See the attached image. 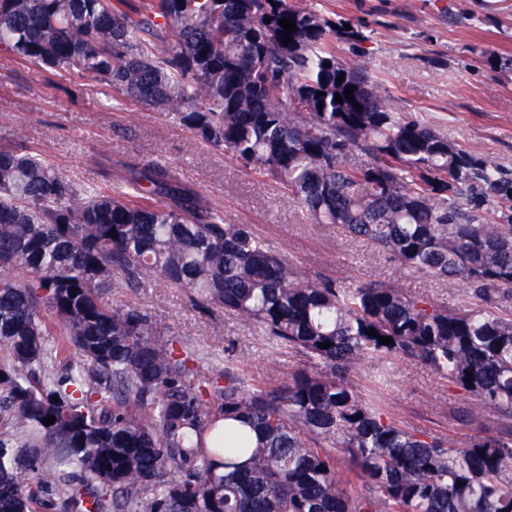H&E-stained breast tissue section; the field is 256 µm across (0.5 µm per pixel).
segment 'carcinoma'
<instances>
[{
  "instance_id": "obj_1",
  "label": "carcinoma",
  "mask_w": 512,
  "mask_h": 512,
  "mask_svg": "<svg viewBox=\"0 0 512 512\" xmlns=\"http://www.w3.org/2000/svg\"><path fill=\"white\" fill-rule=\"evenodd\" d=\"M369 39L297 0H0L5 60L173 114L316 223L479 301L311 277L166 166L129 167L130 195L67 176L17 132L0 145V512H512V313L497 307L512 298V172L389 111ZM154 273L310 366L268 386L230 359L200 374L196 352L115 299ZM69 348L91 363L60 364ZM396 357L498 432L456 446L349 381Z\"/></svg>"
}]
</instances>
